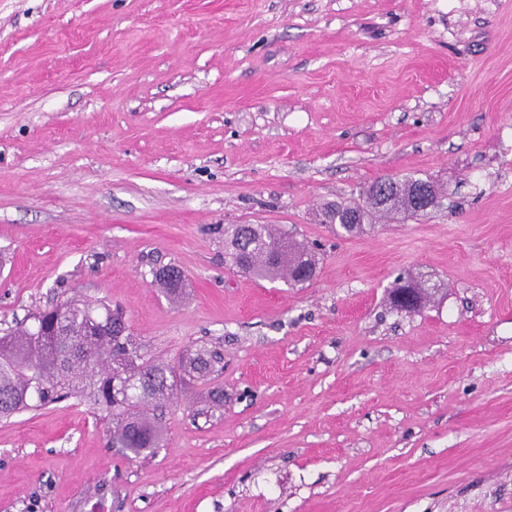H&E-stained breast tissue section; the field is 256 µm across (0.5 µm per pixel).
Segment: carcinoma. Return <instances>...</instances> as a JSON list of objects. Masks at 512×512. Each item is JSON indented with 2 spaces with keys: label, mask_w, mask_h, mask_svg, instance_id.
I'll return each instance as SVG.
<instances>
[{
  "label": "carcinoma",
  "mask_w": 512,
  "mask_h": 512,
  "mask_svg": "<svg viewBox=\"0 0 512 512\" xmlns=\"http://www.w3.org/2000/svg\"><path fill=\"white\" fill-rule=\"evenodd\" d=\"M425 188L431 201L439 193L428 180L380 179L362 193V202L333 204L323 221L348 234L361 230L377 216L421 214L416 191ZM224 254L232 266L258 280L304 285L316 272L315 255L305 246L277 236L265 224L224 225ZM154 281L173 302L189 287L179 268L169 265L153 273ZM413 290L418 312L429 295L422 284L402 277L394 280L391 303L400 290ZM128 325L112 317V308L66 300L33 312L0 335V417L86 397L112 413L110 444L136 458L165 446L163 429L145 409L157 410L169 402L178 387L215 372L220 357L200 349L174 367L156 361L126 332Z\"/></svg>",
  "instance_id": "carcinoma-1"
}]
</instances>
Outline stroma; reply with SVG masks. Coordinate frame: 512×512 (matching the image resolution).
<instances>
[{
	"label": "stroma",
	"mask_w": 512,
	"mask_h": 512,
	"mask_svg": "<svg viewBox=\"0 0 512 512\" xmlns=\"http://www.w3.org/2000/svg\"><path fill=\"white\" fill-rule=\"evenodd\" d=\"M407 176L440 204L323 223ZM228 224L315 278L231 266ZM67 299L224 368L147 457L83 400L0 420V512H512V0H0V322ZM225 259L255 279L304 285L316 272L315 255L305 246L276 236L266 224H228L224 227ZM177 272L179 275H177ZM173 274H176V278ZM154 281L162 288L165 295L172 302H179L186 294L189 287L188 278L174 265H169L156 270L153 273ZM391 288L392 289L390 291V300L394 308L396 303H399V300L396 295L400 290H402L403 288H411V290H413L414 299L416 300V306L407 309L405 313L409 314L418 312L429 295V289L426 288L424 285L410 283L409 281H405L403 277H396Z\"/></svg>",
	"instance_id": "35a3bbf8"
}]
</instances>
